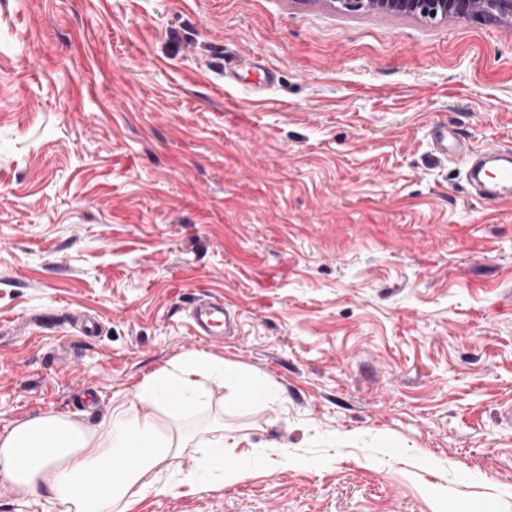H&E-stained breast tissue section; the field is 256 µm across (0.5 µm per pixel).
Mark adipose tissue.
<instances>
[{"label": "adipose tissue", "mask_w": 512, "mask_h": 512, "mask_svg": "<svg viewBox=\"0 0 512 512\" xmlns=\"http://www.w3.org/2000/svg\"><path fill=\"white\" fill-rule=\"evenodd\" d=\"M211 381L232 383L252 401L273 395L253 375L191 351L146 377L133 399L112 406L97 423L47 413L0 433V480L27 499L56 503L61 512H131L155 492L235 483L246 472L230 464L232 445L223 430L187 428L209 406ZM145 402L154 413H141ZM188 448L201 453L196 469L162 480L168 461Z\"/></svg>", "instance_id": "1"}]
</instances>
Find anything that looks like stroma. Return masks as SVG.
Segmentation results:
<instances>
[{"mask_svg": "<svg viewBox=\"0 0 512 512\" xmlns=\"http://www.w3.org/2000/svg\"><path fill=\"white\" fill-rule=\"evenodd\" d=\"M436 123L512 150L511 23L0 0V431L197 350L278 397L211 384L247 477L135 512H512V207ZM202 294L238 334L194 339Z\"/></svg>", "mask_w": 512, "mask_h": 512, "instance_id": "35a3bbf8", "label": "stroma"}]
</instances>
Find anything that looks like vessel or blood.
I'll use <instances>...</instances> for the list:
<instances>
[{"mask_svg":"<svg viewBox=\"0 0 512 512\" xmlns=\"http://www.w3.org/2000/svg\"><path fill=\"white\" fill-rule=\"evenodd\" d=\"M436 153L462 160L471 193L492 205L512 206V151L487 145L473 147L469 140L437 124L431 128ZM193 334L207 342L223 337L227 331V307L222 301L197 297L191 308Z\"/></svg>","mask_w":512,"mask_h":512,"instance_id":"b4317fda","label":"vessel or blood"}]
</instances>
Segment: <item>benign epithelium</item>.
Instances as JSON below:
<instances>
[{"mask_svg":"<svg viewBox=\"0 0 512 512\" xmlns=\"http://www.w3.org/2000/svg\"><path fill=\"white\" fill-rule=\"evenodd\" d=\"M345 4L354 7L368 4L378 10L410 15L429 12L459 20L482 12L498 19L512 20V0H345Z\"/></svg>","mask_w":512,"mask_h":512,"instance_id":"benign-epithelium-1","label":"benign epithelium"}]
</instances>
